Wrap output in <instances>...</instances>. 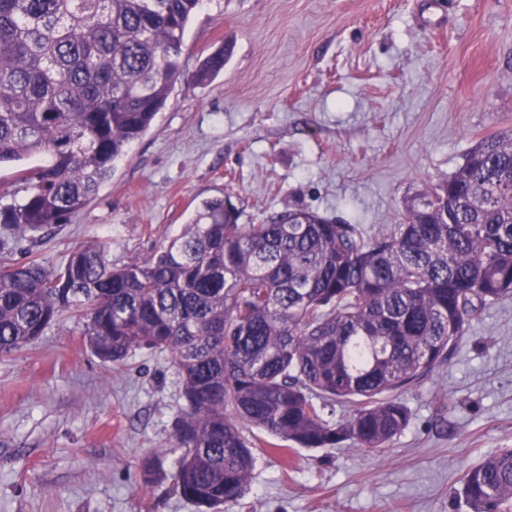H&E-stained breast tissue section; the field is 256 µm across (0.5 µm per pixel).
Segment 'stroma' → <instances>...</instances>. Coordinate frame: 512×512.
Here are the masks:
<instances>
[{"mask_svg":"<svg viewBox=\"0 0 512 512\" xmlns=\"http://www.w3.org/2000/svg\"><path fill=\"white\" fill-rule=\"evenodd\" d=\"M225 47L223 71L178 81L92 201L15 258L56 265L94 239L113 264L144 258L223 195L244 224L296 207L374 233L512 127V0H204L186 70ZM403 399L410 424L383 455L260 454L231 512H469L466 469L512 448V295ZM183 404L164 356L112 368L60 318L0 358V512H198L139 469L152 452L171 469Z\"/></svg>","mask_w":512,"mask_h":512,"instance_id":"1","label":"stroma"}]
</instances>
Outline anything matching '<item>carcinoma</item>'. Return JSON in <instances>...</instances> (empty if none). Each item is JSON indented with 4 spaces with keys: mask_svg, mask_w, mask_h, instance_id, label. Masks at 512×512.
Returning a JSON list of instances; mask_svg holds the SVG:
<instances>
[{
    "mask_svg": "<svg viewBox=\"0 0 512 512\" xmlns=\"http://www.w3.org/2000/svg\"><path fill=\"white\" fill-rule=\"evenodd\" d=\"M203 0H0V165L26 197L0 208V357L68 313L92 354L121 366L165 355L184 406L164 447L174 490L200 512L241 502L258 428L297 448L350 441L382 455L411 419L403 394L440 367L477 313L512 294V128L368 235L288 209L241 224L230 197L201 202L150 257L121 266L90 242L48 267L24 238L84 207L184 77ZM227 54L207 56V81ZM347 412L336 415V406ZM470 512H512V449L462 477Z\"/></svg>",
    "mask_w": 512,
    "mask_h": 512,
    "instance_id": "carcinoma-1",
    "label": "carcinoma"
}]
</instances>
